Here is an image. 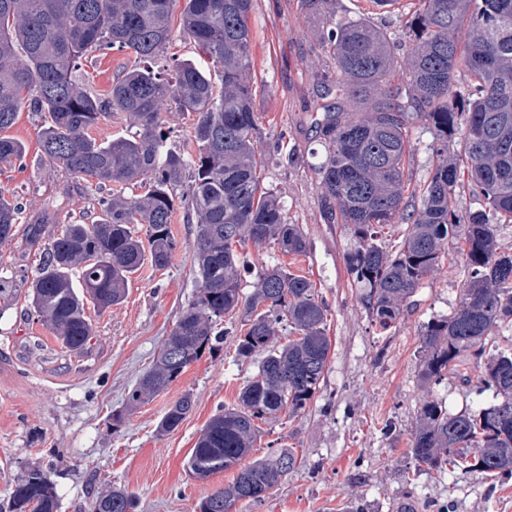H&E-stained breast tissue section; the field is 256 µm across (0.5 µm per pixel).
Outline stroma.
<instances>
[{
    "label": "stroma",
    "instance_id": "obj_1",
    "mask_svg": "<svg viewBox=\"0 0 512 512\" xmlns=\"http://www.w3.org/2000/svg\"><path fill=\"white\" fill-rule=\"evenodd\" d=\"M337 17L366 16L398 37L404 57L405 23L415 0L378 10L368 0H335ZM251 80L266 155L265 188L284 205L289 223L300 225L307 252L283 255L274 244L245 243L248 264L292 267L311 280L328 306L326 333L332 347L324 380L299 416L263 423L252 458L281 446L294 448L300 465L260 502L243 501L239 512H512V478H483L461 470L416 471L410 443L424 402L436 400L455 414L492 403L452 376L427 389L418 380L420 334L432 319L450 316L459 301L462 259L445 255L404 306L395 328L379 332L361 305L347 273L350 234L327 223L315 166L323 146L308 130L311 76L330 60L316 40V22L299 0H254ZM134 57L117 49L81 66L78 79L107 93ZM39 115L21 111L8 134L25 146L20 160L0 165V189L25 215L55 212L63 224H88L111 187L75 181L43 157ZM177 247L162 270L144 266L124 301L107 310L87 305L94 335L85 350L65 347L35 313L28 283L39 263L23 234L0 243V512L30 469L49 474L58 512H91L96 496L123 487L134 512H199L201 501L224 488L231 475L193 478L187 460L206 422L235 407L257 371L237 359L236 336L220 351L204 353L167 390L126 410L128 389L150 367L194 292L196 226L184 210L171 225ZM194 406L177 429L157 425L184 394ZM122 413V423L113 414Z\"/></svg>",
    "mask_w": 512,
    "mask_h": 512
}]
</instances>
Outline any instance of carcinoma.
<instances>
[{"label":"carcinoma","mask_w":512,"mask_h":512,"mask_svg":"<svg viewBox=\"0 0 512 512\" xmlns=\"http://www.w3.org/2000/svg\"><path fill=\"white\" fill-rule=\"evenodd\" d=\"M253 2L183 0L180 32L220 68L218 88L192 60L178 63L173 77L151 65L172 39L176 0H0V163L25 152L3 132L27 106L43 116L49 164L87 184L144 189L102 201L90 224L54 231L55 214L31 217L26 238L44 242L28 293L38 316L64 346L84 348L92 336L86 303L102 311L118 305L144 264L167 267L176 248L169 224L182 208L197 224L195 293L153 367L128 391L126 407L165 391L201 351L214 349L215 326L225 314L238 310L247 322L236 352L243 360L259 358L257 372L237 406L204 426L187 462L201 480L228 470L235 476L218 490L224 510L211 494L200 512H232L244 496L259 501L286 476L282 462H297L291 448L247 460L255 420L301 414L320 388L331 350L327 305L306 276L265 266L252 292L242 288L238 245L273 242L293 256L307 249L300 225L288 223L263 185L250 77ZM329 2L300 0L318 18L316 35L331 59V68L312 76L310 131L325 148L315 166L324 216L351 233L348 274L372 322L387 331L449 247L459 246L460 304L424 327L419 381L437 385L474 360L479 392L497 400L456 414L437 401L425 403L411 457L420 469L451 465L512 476V348L486 353V340L512 326V253L499 251L495 240V226L512 222V0H418L406 22L412 48L402 63L388 33L361 17L336 19ZM114 48L128 50L135 62L102 97L75 72L93 53ZM461 68L470 76L463 86ZM166 109L195 116L190 150L167 146ZM116 113L138 127L136 135L106 142L91 136ZM417 121L433 130L436 157L418 186L406 167L407 132ZM458 144L461 150L450 152ZM463 171L484 201L466 214L451 205ZM19 210L1 189L0 241L14 238ZM390 224L404 230L389 247L383 229ZM284 320L294 335L286 344L278 334ZM191 409L190 395L181 397L158 432L175 430ZM12 504V512H56L48 475L30 470L16 483ZM133 509L132 496L116 488L97 498L94 512Z\"/></svg>","instance_id":"cac0c4a2"}]
</instances>
